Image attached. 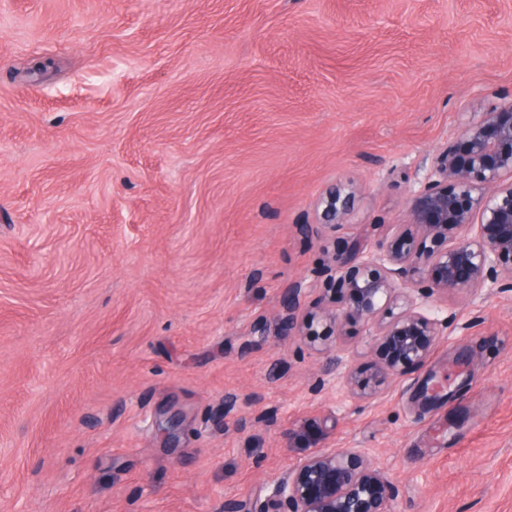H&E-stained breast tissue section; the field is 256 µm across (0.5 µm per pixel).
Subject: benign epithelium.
<instances>
[{"mask_svg": "<svg viewBox=\"0 0 512 512\" xmlns=\"http://www.w3.org/2000/svg\"><path fill=\"white\" fill-rule=\"evenodd\" d=\"M459 142L434 158L428 182L412 191L407 221L390 238H356L332 256L328 288L317 309L303 310L304 288L293 282L278 313L285 336L320 339L344 319L375 328L381 366L361 394L385 379L423 367L448 321L432 316L419 296L448 297L491 282L512 290V98L467 106ZM357 195L349 184L325 191L317 220L300 225L320 237L344 222ZM395 488L365 448L314 450L277 478L254 512H391Z\"/></svg>", "mask_w": 512, "mask_h": 512, "instance_id": "obj_1", "label": "benign epithelium"}]
</instances>
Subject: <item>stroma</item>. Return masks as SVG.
I'll list each match as a JSON object with an SVG mask.
<instances>
[{
  "label": "stroma",
  "mask_w": 512,
  "mask_h": 512,
  "mask_svg": "<svg viewBox=\"0 0 512 512\" xmlns=\"http://www.w3.org/2000/svg\"><path fill=\"white\" fill-rule=\"evenodd\" d=\"M477 90L512 97V0H0V512L256 508L312 446L370 449L392 512H512V291L428 298L430 360L371 398L369 326L322 388L277 322ZM357 195L350 184H337L325 191L315 204L317 220L315 224L300 225V231L306 236L320 237L336 225L343 224L354 210Z\"/></svg>",
  "instance_id": "35a3bbf8"
}]
</instances>
